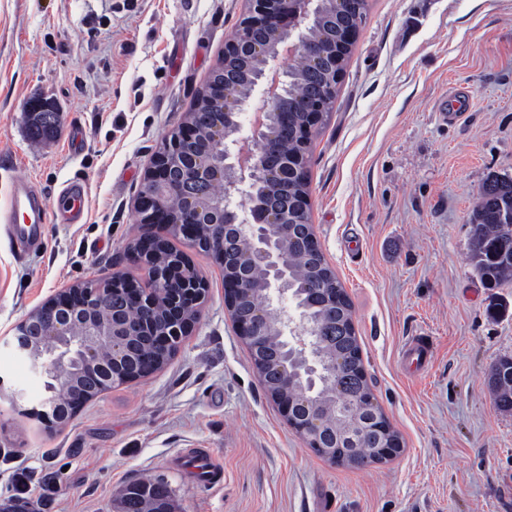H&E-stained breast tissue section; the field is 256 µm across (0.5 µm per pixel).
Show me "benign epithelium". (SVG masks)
<instances>
[{"label": "benign epithelium", "mask_w": 512, "mask_h": 512, "mask_svg": "<svg viewBox=\"0 0 512 512\" xmlns=\"http://www.w3.org/2000/svg\"><path fill=\"white\" fill-rule=\"evenodd\" d=\"M246 11L238 29L224 44V54L213 74L226 72L232 59L259 61L261 70L247 90L237 83L208 82L200 96L223 112L221 120L208 129L210 144L198 155L185 153L182 142L192 140L198 131V113L190 112L172 141L159 148L144 173L142 186L150 189L153 201L140 208L141 236L154 239L166 237L175 224H197L206 233L208 248L221 256L226 249V225H237L240 235L249 242V249L240 255L238 265L246 272H263V291L267 302L287 295L295 303L298 319L288 318L278 327L279 349L273 360L266 358L272 328L268 309L252 306L241 312L238 303L251 293L247 282L234 277L224 290V302L236 333L246 344L253 368L262 386L277 405L291 428L305 438L310 446L321 448V440L330 430V406L347 405L354 417V429L347 443L370 447L369 439L379 433L378 404L375 397L367 399L369 418H360L361 410L338 383V377L351 368L344 355L333 358L328 377L321 376L316 349L328 326H336V288H326L318 280L294 281L283 262L285 252L296 250L301 241L288 236L295 217L309 211L308 192L297 194L290 207L246 202L250 184L262 177L276 184L291 175L307 170L308 160L280 147L281 136L288 131V72L281 68L283 55L299 57L312 77L308 101L325 96L319 79L328 72H340L344 58L356 41L358 29L342 25L336 31L332 52L325 50L324 37L314 34L315 18L322 4L332 14L348 19L359 13L361 0H245ZM262 88L266 107L252 115L253 135L239 137V117L252 92ZM217 180L224 182V199L213 202L203 191ZM133 263L148 272L149 286L141 289L131 307L152 309L158 299L166 302L167 313L163 331L152 319L133 320L125 314L127 306L113 303V296L122 288L138 284L132 275L117 276L107 285L88 288L77 302L66 299L61 291L36 308L15 327V351L31 360L37 374L51 375L57 381L45 414L55 424L53 414L56 394L73 384L67 367L82 379L97 385L130 382L125 375L136 356L137 342L149 336H163L164 345L177 350L199 317V305L205 297L204 283L197 274L184 271L192 265L189 256L176 250L165 266H156L151 255L129 251ZM310 388L295 395L299 384ZM322 456L333 464L355 462L350 448H322Z\"/></svg>", "instance_id": "benign-epithelium-1"}]
</instances>
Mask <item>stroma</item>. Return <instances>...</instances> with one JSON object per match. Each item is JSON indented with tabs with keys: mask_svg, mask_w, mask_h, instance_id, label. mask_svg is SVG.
I'll return each instance as SVG.
<instances>
[{
	"mask_svg": "<svg viewBox=\"0 0 512 512\" xmlns=\"http://www.w3.org/2000/svg\"><path fill=\"white\" fill-rule=\"evenodd\" d=\"M369 4L308 178L316 237L401 441L393 459L358 469L331 464L289 427L235 333L222 267L180 237L207 291L171 360L63 426L28 416L48 378L14 353L15 325L61 290L134 273L145 170L244 2L0 0V211L13 172L51 198L89 185L86 222L50 225L24 255L0 224V501L24 468L33 512H113L126 485L158 475L178 512H512V413L497 409L487 378L512 357V281L484 287L468 261L483 185L512 177V0ZM39 99L61 124L36 141L27 106ZM76 125L85 139L73 153ZM419 333L432 356L412 372L402 353ZM191 448L208 450L220 483L193 467Z\"/></svg>",
	"mask_w": 512,
	"mask_h": 512,
	"instance_id": "35a3bbf8",
	"label": "stroma"
}]
</instances>
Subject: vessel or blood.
Returning a JSON list of instances; mask_svg holds the SVG:
<instances>
[{
  "label": "vessel or blood",
  "mask_w": 512,
  "mask_h": 512,
  "mask_svg": "<svg viewBox=\"0 0 512 512\" xmlns=\"http://www.w3.org/2000/svg\"><path fill=\"white\" fill-rule=\"evenodd\" d=\"M89 190L85 183L68 184L54 201L37 190L34 182L23 175H14L6 205L5 221L9 235L18 250H25L39 241L47 224H81L87 219ZM404 354L419 368H426L431 358V346L424 335L408 339Z\"/></svg>",
  "instance_id": "b4317fda"
}]
</instances>
